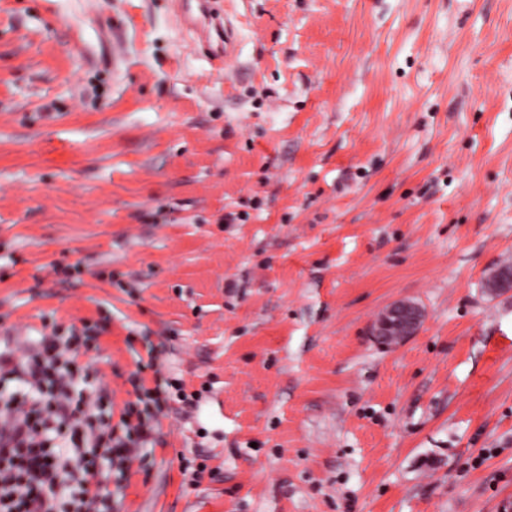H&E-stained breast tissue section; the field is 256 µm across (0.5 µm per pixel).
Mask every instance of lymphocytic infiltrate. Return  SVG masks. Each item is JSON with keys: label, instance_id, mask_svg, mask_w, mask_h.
<instances>
[{"label": "lymphocytic infiltrate", "instance_id": "obj_1", "mask_svg": "<svg viewBox=\"0 0 512 512\" xmlns=\"http://www.w3.org/2000/svg\"><path fill=\"white\" fill-rule=\"evenodd\" d=\"M106 331L98 321L0 344V512H112L113 475H126L138 449L160 441L181 380L140 372L134 398L112 412V392L88 354Z\"/></svg>", "mask_w": 512, "mask_h": 512}]
</instances>
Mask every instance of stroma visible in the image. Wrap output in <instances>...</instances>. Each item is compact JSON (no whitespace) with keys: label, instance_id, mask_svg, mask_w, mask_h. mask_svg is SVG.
Wrapping results in <instances>:
<instances>
[{"label":"stroma","instance_id":"stroma-1","mask_svg":"<svg viewBox=\"0 0 512 512\" xmlns=\"http://www.w3.org/2000/svg\"><path fill=\"white\" fill-rule=\"evenodd\" d=\"M506 264L512 0H0V335L195 399L115 512H512ZM423 312L415 303L398 301L386 308L374 327V336L382 344L401 343L420 329Z\"/></svg>","mask_w":512,"mask_h":512}]
</instances>
